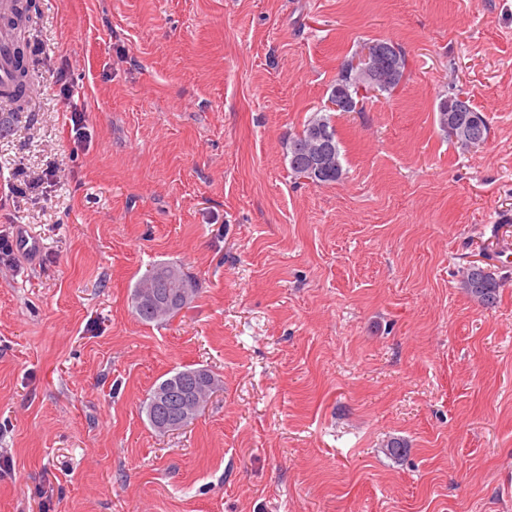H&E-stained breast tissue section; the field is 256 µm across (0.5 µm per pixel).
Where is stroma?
Segmentation results:
<instances>
[{
    "label": "stroma",
    "instance_id": "stroma-1",
    "mask_svg": "<svg viewBox=\"0 0 512 512\" xmlns=\"http://www.w3.org/2000/svg\"><path fill=\"white\" fill-rule=\"evenodd\" d=\"M25 32L0 235L43 250L0 260V512H512V0H36ZM384 38L404 81L329 111ZM456 94L489 126L468 151ZM317 113L345 171L321 186L282 148ZM160 263L198 292L144 323ZM185 367L220 386L159 434L141 404ZM353 59L354 57L343 64L342 68L336 76L334 84L331 87L329 96L331 98L336 96V100H329L328 102L330 107L336 111L346 107V102L339 99V97L336 95L337 91H344L346 95L357 100V87L358 84L362 81L365 63L363 60H359L356 67H354ZM459 95L454 96V100L448 104V99L445 98L442 100L438 105V121L440 127L444 130L446 127H448V120L451 117H454L456 115H461L465 117V121H468V127L464 126L458 130L457 133V139L456 144L459 145L460 148L463 150H468V136L469 134H475V132L479 129L483 132V140L484 142L488 138L489 128L487 121L485 117L480 113L474 110L470 104L469 101L466 100L465 103L462 104V106H456V100L458 99ZM455 109L459 112H448V108ZM168 266L177 270L183 288H169L171 302L166 305L156 307L148 305L144 302V298L140 297L138 288H141L143 283L153 279L158 266L150 269L146 276L137 283L136 289L132 295L133 311L141 321L157 323L169 321L177 316L184 308H187L198 292L196 280L187 274L181 266L174 264H168ZM461 286L484 308H492L498 302L501 281L487 268L469 265L463 272Z\"/></svg>",
    "mask_w": 512,
    "mask_h": 512
}]
</instances>
